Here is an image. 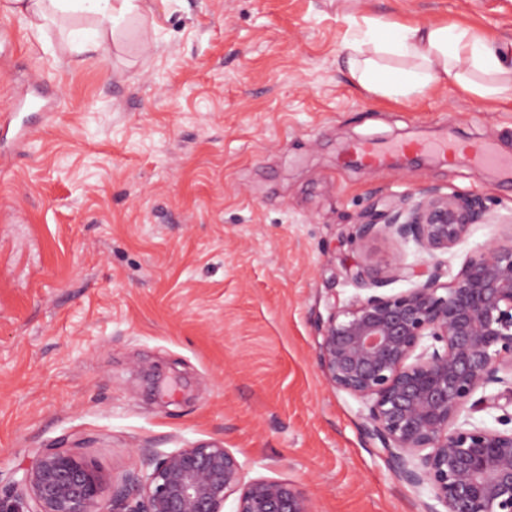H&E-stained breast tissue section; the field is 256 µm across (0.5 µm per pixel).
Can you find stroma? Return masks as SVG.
<instances>
[{
    "mask_svg": "<svg viewBox=\"0 0 512 512\" xmlns=\"http://www.w3.org/2000/svg\"><path fill=\"white\" fill-rule=\"evenodd\" d=\"M455 22L512 52V0H169L108 52L0 18V113L36 87L27 144L0 148V480L79 447L105 478L221 442L247 478L296 483L316 512H425L330 386L314 322L410 288L413 245H353L367 213L431 188L491 209L452 270L512 228V168L348 165L347 149L488 139L512 157V100L456 84L398 101L350 77L355 18Z\"/></svg>",
    "mask_w": 512,
    "mask_h": 512,
    "instance_id": "1",
    "label": "stroma"
}]
</instances>
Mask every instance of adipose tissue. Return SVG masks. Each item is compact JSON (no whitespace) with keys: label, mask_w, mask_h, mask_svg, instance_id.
Returning <instances> with one entry per match:
<instances>
[{"label":"adipose tissue","mask_w":512,"mask_h":512,"mask_svg":"<svg viewBox=\"0 0 512 512\" xmlns=\"http://www.w3.org/2000/svg\"><path fill=\"white\" fill-rule=\"evenodd\" d=\"M156 0H0V16L22 17L36 29L74 16L93 18L92 49L118 45L119 25L133 17L156 25ZM348 45L351 77L392 99L455 83L489 100L512 98V64L474 31L455 23L394 26L363 18Z\"/></svg>","instance_id":"1"}]
</instances>
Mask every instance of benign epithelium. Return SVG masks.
Listing matches in <instances>:
<instances>
[{"instance_id": "benign-epithelium-1", "label": "benign epithelium", "mask_w": 512, "mask_h": 512, "mask_svg": "<svg viewBox=\"0 0 512 512\" xmlns=\"http://www.w3.org/2000/svg\"><path fill=\"white\" fill-rule=\"evenodd\" d=\"M488 219L483 198L432 191L368 215L354 243L385 235L413 244L412 287L357 294L317 324L320 368L361 403L362 434L445 512H512V430L472 417L512 402V230L442 281V255ZM496 385L503 390L474 399ZM246 467L221 444H197L157 456L108 500L79 448H42L21 479L0 485V512H224L232 495L235 512H314L297 484L247 481Z\"/></svg>"}]
</instances>
